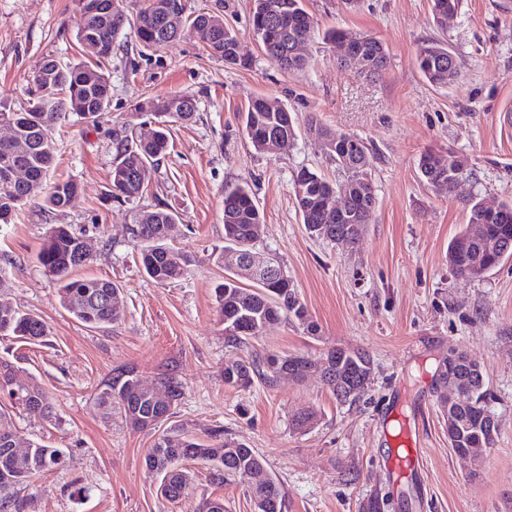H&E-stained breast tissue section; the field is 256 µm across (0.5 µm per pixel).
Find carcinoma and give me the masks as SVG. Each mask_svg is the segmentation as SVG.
<instances>
[{
	"label": "carcinoma",
	"instance_id": "cac0c4a2",
	"mask_svg": "<svg viewBox=\"0 0 512 512\" xmlns=\"http://www.w3.org/2000/svg\"><path fill=\"white\" fill-rule=\"evenodd\" d=\"M83 17V26L77 39L89 57L87 62L61 65L53 59L46 60L29 80L27 105L17 110H0V117H7L17 136L27 145L25 153L17 155L0 146V172L12 165L26 169L24 186H12L0 177V224L11 223L16 210L34 199H41L51 210L69 206L78 194L79 186L73 180L48 179L54 156L55 143L52 131L66 115L74 112L95 123L107 112L111 100V83L106 72V62L112 57L116 39L128 26L134 28L139 43L149 49L160 48L175 39L170 19L175 18L180 27L190 26L203 47L210 53L235 64L239 60L238 39L224 21L209 13H187V0H142V6L131 19L125 11L123 0H77ZM459 0H432V13L436 23L443 25L455 14ZM252 27L261 49L268 60L288 71H299L307 66V59L292 53L294 44L310 38L316 22L304 8L302 0H254ZM324 39L335 45L347 44L351 55L361 54L369 64L368 77L381 75L387 64L383 44L374 37L344 29H332ZM448 46L432 40L421 45L416 63L425 79L434 86L448 84ZM138 112H151L175 122L189 121L195 112L194 100L183 94L147 98L135 104ZM328 149V158L336 167V180H328L308 169L299 170L294 177V193L303 224L314 236L329 242L356 245L361 237L358 229L371 222L376 197L372 187L373 153L359 136L337 133L321 127L314 128ZM244 132L254 150L269 151V138L274 134L296 135V120L285 107L276 108L263 97L253 98L245 113ZM117 162L112 170V189L115 198L123 201L135 199L147 190L151 173L164 158L168 135L163 128L144 139L139 135H124L114 139ZM139 161V168L128 171L130 159ZM426 183L453 193L456 186L454 169L469 174L464 160L456 168H447L432 150L424 152L418 162ZM346 199V216L336 218L327 201L331 195ZM468 223L484 227V241L464 245L467 231L459 233L448 245V263L454 273L471 278L477 269L493 270L504 260L502 248H508L512 257V205L503 204L497 209L483 207L472 198L466 204ZM177 214L165 210H142L129 225L132 242L140 247L145 273L157 282L182 278L188 266L183 254L166 245L168 226L176 223ZM262 223L259 208L249 186H239L224 194V240L226 246L217 255L224 263L228 251L249 252L258 238V225ZM90 259L84 250L83 237L68 224H55L50 228L40 252V263L59 284V304L68 313L90 326H104L116 322L121 310L110 304L109 298L119 294L112 282L102 279H74L75 269ZM224 282L214 288L219 322L224 325V339L233 346H240L259 337L264 328L288 316L306 324L305 308L285 271L281 279L271 282L261 275H250L252 286L245 288L238 281L240 273L226 269ZM48 335L43 319L22 312L9 304H0V337L21 341H38ZM334 367V379L324 385L337 394L336 385L370 373L372 360L366 352L335 348L325 354ZM304 356H281L275 353L257 355L250 361L224 365V383L235 388L247 389L255 381L272 382L275 377L288 372L295 380L305 375L295 367H303ZM446 364L453 367L455 379L466 396L467 406L450 412L448 440L454 448H491L498 437L499 427H490L489 414L492 397L484 389L481 373L472 368L464 354L453 353ZM167 402L159 404L143 390L134 370L124 367L112 370V375L101 385L98 403L105 410L116 407L126 421L137 430H154L159 419L150 409L168 413L181 397L183 385L174 375L159 378ZM0 389L8 390L15 404L32 405L42 416H55V406L43 388L38 385H15L11 365L0 361ZM15 435L8 420L0 416V512H23L24 502L18 487L37 475L57 468L63 459L59 448H48L38 443L27 446L18 459L11 451ZM187 459L211 464L217 471L229 476H245L254 470H264V460L251 448L224 439V430L215 429L206 439L190 437L179 428H171L158 435L152 448L145 455L147 470L162 475L169 500L187 494L192 482V472L185 467ZM250 497L255 512H285L286 499L279 482L269 477L264 482L250 486Z\"/></svg>",
	"mask_w": 512,
	"mask_h": 512
}]
</instances>
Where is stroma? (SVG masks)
<instances>
[{
  "mask_svg": "<svg viewBox=\"0 0 512 512\" xmlns=\"http://www.w3.org/2000/svg\"><path fill=\"white\" fill-rule=\"evenodd\" d=\"M219 15L239 40L229 65L199 43L191 28L158 50L140 46L133 29L120 34L107 66L110 107L99 124L69 114L55 134L50 179H74L77 197L61 211L39 202L0 226V300L42 318L38 342L0 339V361L22 384L41 386L57 417L19 408L0 390L20 445L63 449L62 466L21 490L24 512H193L220 497L227 512H254L250 478H218L193 461V485L164 498L144 456L156 433L133 429L120 411L96 401L113 368L136 371L145 384L172 372L184 385L166 427L198 438L215 428L264 459L286 496V512H363L368 500L384 512H512V259L485 277H456L448 244L467 225L465 203L478 198L512 204V0H460L437 26L431 0H304L316 22L303 53L308 66L288 72L262 53L252 31L253 0H189ZM82 16L76 0H0V102L21 108L27 84L46 59L76 63ZM333 28L362 31L388 55L381 76L368 78L342 63L323 39ZM442 40L459 73L429 85L415 63L417 47ZM187 93L192 120L169 124L168 150L141 199L112 196V141L155 128L157 118L133 108L147 97ZM293 113V140L275 153L256 152L243 132L253 97ZM357 135L374 152L373 219L357 247L313 237L298 211L293 177L300 169L335 178L314 126ZM467 159L470 175L454 194L428 185L422 153ZM252 188L263 232L258 255L277 254L307 314V325L281 319L246 345L225 343L215 286L224 268L212 253L224 245V191ZM173 209L179 221L167 243L192 264L179 280L158 283L142 269L127 226L141 209ZM68 224L90 246L79 278L105 279L120 290V320L92 328L58 303L57 287L38 254L51 225ZM342 347L373 360L371 382L351 404L338 403L315 375L287 376L239 389L224 382V365L254 353L323 356ZM479 365L496 400L500 432L479 475L448 442V411L436 374L451 352ZM313 411L304 432L294 418ZM402 414L419 436L421 466L403 481L387 471V416Z\"/></svg>",
  "mask_w": 512,
  "mask_h": 512,
  "instance_id": "stroma-1",
  "label": "stroma"
}]
</instances>
